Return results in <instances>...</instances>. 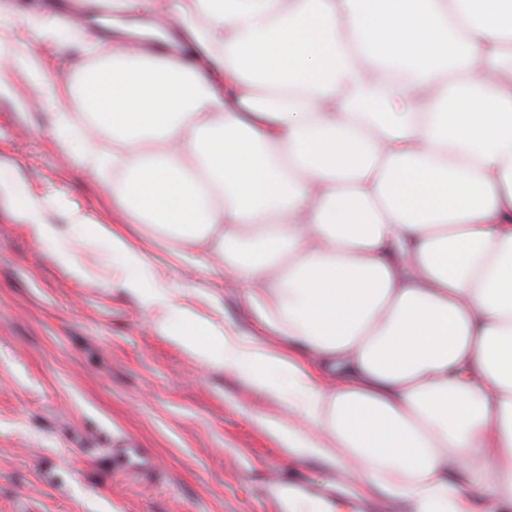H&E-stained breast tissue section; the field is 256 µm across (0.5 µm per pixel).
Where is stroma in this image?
Returning a JSON list of instances; mask_svg holds the SVG:
<instances>
[{
	"instance_id": "stroma-1",
	"label": "stroma",
	"mask_w": 512,
	"mask_h": 512,
	"mask_svg": "<svg viewBox=\"0 0 512 512\" xmlns=\"http://www.w3.org/2000/svg\"><path fill=\"white\" fill-rule=\"evenodd\" d=\"M10 2L0 38L38 57L50 81L71 84L82 122L81 84L103 60L98 40L130 42L150 25L100 13L69 46L35 38L34 28L70 16L71 0ZM11 82L12 97H0V175L24 180L60 236L36 241L0 206V512H279L260 487L292 476L337 480L334 512H349L351 482L337 466L293 457L270 431L300 424L284 400L163 336L159 312L126 289L153 282L180 308L253 335L243 285L204 252L174 261L167 229L132 220L111 174L94 176L80 149L53 132L49 84L32 85L19 67ZM26 99L39 108H21ZM73 210L122 228L144 265L70 225ZM63 248L72 267L56 259Z\"/></svg>"
}]
</instances>
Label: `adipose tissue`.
Returning <instances> with one entry per match:
<instances>
[{
	"label": "adipose tissue",
	"mask_w": 512,
	"mask_h": 512,
	"mask_svg": "<svg viewBox=\"0 0 512 512\" xmlns=\"http://www.w3.org/2000/svg\"><path fill=\"white\" fill-rule=\"evenodd\" d=\"M117 8L184 22L213 66L114 45L82 84L96 122L57 82L56 130L223 260L278 346L190 314L161 331L284 397L296 457L410 512H512V0ZM0 203L54 235L19 179Z\"/></svg>",
	"instance_id": "obj_1"
}]
</instances>
